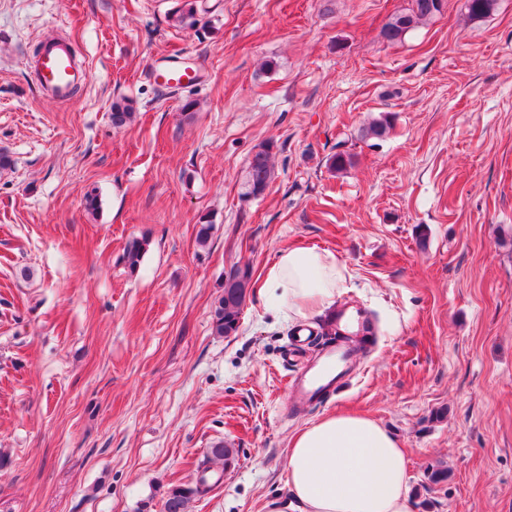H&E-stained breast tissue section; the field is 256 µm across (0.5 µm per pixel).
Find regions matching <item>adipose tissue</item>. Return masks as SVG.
<instances>
[{
  "instance_id": "obj_1",
  "label": "adipose tissue",
  "mask_w": 512,
  "mask_h": 512,
  "mask_svg": "<svg viewBox=\"0 0 512 512\" xmlns=\"http://www.w3.org/2000/svg\"><path fill=\"white\" fill-rule=\"evenodd\" d=\"M342 280L332 254L281 250L262 290L306 318L328 309ZM408 464L396 440L376 420L334 412L297 432L288 448L289 501L271 497L266 512H413Z\"/></svg>"
}]
</instances>
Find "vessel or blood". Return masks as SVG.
I'll list each match as a JSON object with an SVG mask.
<instances>
[{
  "instance_id": "vessel-or-blood-1",
  "label": "vessel or blood",
  "mask_w": 512,
  "mask_h": 512,
  "mask_svg": "<svg viewBox=\"0 0 512 512\" xmlns=\"http://www.w3.org/2000/svg\"><path fill=\"white\" fill-rule=\"evenodd\" d=\"M152 78L157 84L182 89L198 85L201 75L197 69L175 64L155 69ZM86 79L87 71L78 63L69 41L55 37L40 42L31 81L41 96L68 103ZM332 317L339 328L350 333L359 334L366 328L362 315L345 306L336 307ZM356 358V351L349 345L327 344L292 383V399L303 405L317 402L352 375Z\"/></svg>"
}]
</instances>
